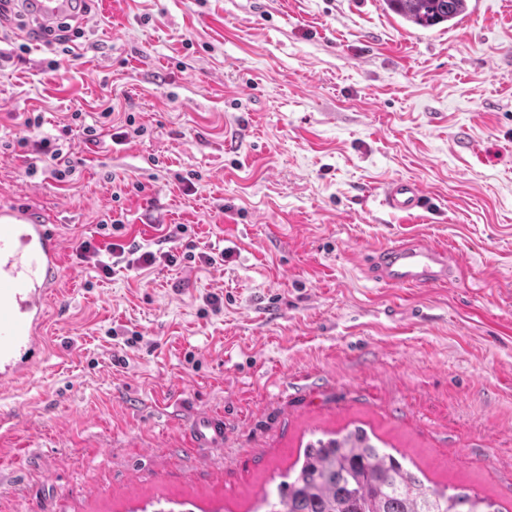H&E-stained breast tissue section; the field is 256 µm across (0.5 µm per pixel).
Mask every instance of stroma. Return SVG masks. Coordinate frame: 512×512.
I'll return each instance as SVG.
<instances>
[{
    "label": "stroma",
    "mask_w": 512,
    "mask_h": 512,
    "mask_svg": "<svg viewBox=\"0 0 512 512\" xmlns=\"http://www.w3.org/2000/svg\"><path fill=\"white\" fill-rule=\"evenodd\" d=\"M27 28L0 14V203L65 265L46 358L0 395V512H254L357 426L512 512V0L430 29L384 0H90L67 52ZM34 112L73 129L68 182L18 145ZM395 179L423 219L386 208ZM410 232L452 282L364 276ZM87 238L157 261L107 277ZM198 408L220 456L189 447ZM427 196L421 186L410 180L399 179L387 185L384 202L394 212L406 216L418 215L426 208ZM106 250L115 258H122L125 255V246L120 243H109L105 249L96 247L91 239L82 240L76 247L77 256L82 261H89L99 256V251ZM192 448L219 454L224 451V415L207 409H198L192 419L190 430Z\"/></svg>",
    "instance_id": "stroma-1"
}]
</instances>
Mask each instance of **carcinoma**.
I'll list each match as a JSON object with an SVG mask.
<instances>
[{
  "label": "carcinoma",
  "mask_w": 512,
  "mask_h": 512,
  "mask_svg": "<svg viewBox=\"0 0 512 512\" xmlns=\"http://www.w3.org/2000/svg\"><path fill=\"white\" fill-rule=\"evenodd\" d=\"M406 22L431 28L454 25L465 0H385ZM265 512H499L477 493L426 485L402 461L356 427L309 441L299 471L264 497Z\"/></svg>",
  "instance_id": "carcinoma-1"
}]
</instances>
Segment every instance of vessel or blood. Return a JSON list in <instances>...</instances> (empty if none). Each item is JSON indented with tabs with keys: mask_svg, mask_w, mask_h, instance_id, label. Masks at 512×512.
Wrapping results in <instances>:
<instances>
[{
	"mask_svg": "<svg viewBox=\"0 0 512 512\" xmlns=\"http://www.w3.org/2000/svg\"><path fill=\"white\" fill-rule=\"evenodd\" d=\"M24 13L38 26L59 18L83 19L80 0H24ZM427 196L413 181L389 183L384 202L394 212L415 216ZM62 272L61 241L47 220L32 210L0 206V390L25 377L45 351L47 304ZM372 279L391 287H434L452 281L455 271L446 247L424 238H409L376 249L369 264ZM194 448L219 454L224 449V417L206 409L193 416Z\"/></svg>",
	"mask_w": 512,
	"mask_h": 512,
	"instance_id": "vessel-or-blood-1",
	"label": "vessel or blood"
}]
</instances>
